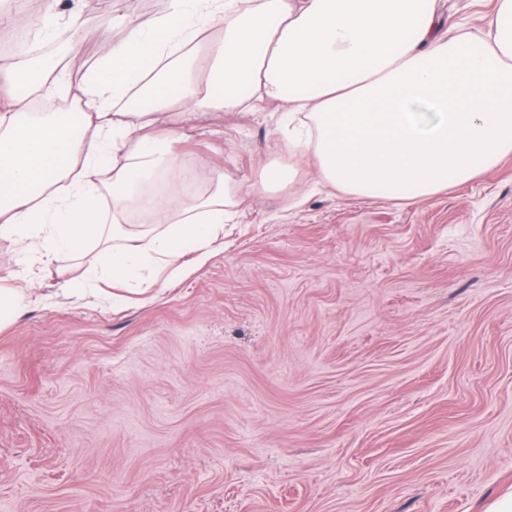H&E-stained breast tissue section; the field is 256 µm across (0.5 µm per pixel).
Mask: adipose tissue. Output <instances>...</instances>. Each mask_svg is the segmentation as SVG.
Wrapping results in <instances>:
<instances>
[{"instance_id": "adipose-tissue-1", "label": "adipose tissue", "mask_w": 512, "mask_h": 512, "mask_svg": "<svg viewBox=\"0 0 512 512\" xmlns=\"http://www.w3.org/2000/svg\"><path fill=\"white\" fill-rule=\"evenodd\" d=\"M442 16L441 0H168L150 23L126 21L122 40L103 37L80 81L56 65L25 87L22 62L1 58L0 237L47 266L85 258L81 284H118L120 308L128 288L205 264L241 198L295 187L301 160L345 197L470 181L512 156V0H492L477 34ZM50 92L78 114L33 115ZM267 102L289 163L246 184L214 171L188 199L147 193L142 228H128L133 189L194 181L170 143L187 115Z\"/></svg>"}]
</instances>
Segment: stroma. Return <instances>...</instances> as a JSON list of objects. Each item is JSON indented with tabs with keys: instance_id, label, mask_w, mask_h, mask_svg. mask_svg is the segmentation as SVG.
Listing matches in <instances>:
<instances>
[{
	"instance_id": "obj_1",
	"label": "stroma",
	"mask_w": 512,
	"mask_h": 512,
	"mask_svg": "<svg viewBox=\"0 0 512 512\" xmlns=\"http://www.w3.org/2000/svg\"><path fill=\"white\" fill-rule=\"evenodd\" d=\"M40 0L80 80L109 0ZM277 107L199 109L200 178L284 161ZM512 489V157L414 201L246 198L123 310L55 271L0 330V512H483Z\"/></svg>"
}]
</instances>
